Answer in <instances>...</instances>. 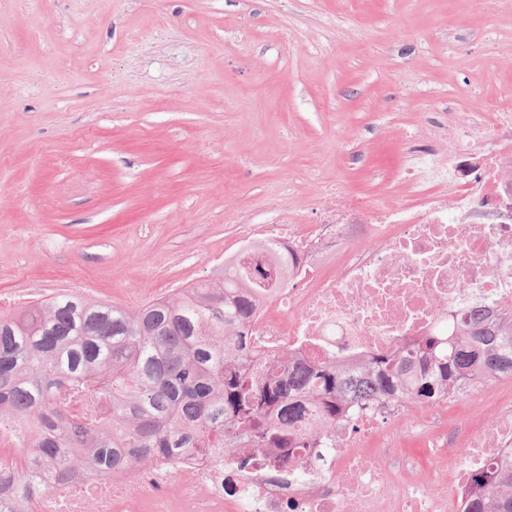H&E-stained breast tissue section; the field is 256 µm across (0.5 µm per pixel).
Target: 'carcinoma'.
Here are the masks:
<instances>
[{
  "label": "carcinoma",
  "mask_w": 512,
  "mask_h": 512,
  "mask_svg": "<svg viewBox=\"0 0 512 512\" xmlns=\"http://www.w3.org/2000/svg\"><path fill=\"white\" fill-rule=\"evenodd\" d=\"M276 283L256 263L224 260L212 280L128 307L56 294L0 314V423L37 442L0 477V512L120 468L188 453L313 448L293 425L310 413L336 425L371 402L428 407L475 385L512 378V316L471 315L388 358L305 365L285 353L268 367L250 323ZM466 512H512V468L473 477Z\"/></svg>",
  "instance_id": "obj_1"
}]
</instances>
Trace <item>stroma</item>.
<instances>
[{
  "instance_id": "obj_1",
  "label": "stroma",
  "mask_w": 512,
  "mask_h": 512,
  "mask_svg": "<svg viewBox=\"0 0 512 512\" xmlns=\"http://www.w3.org/2000/svg\"><path fill=\"white\" fill-rule=\"evenodd\" d=\"M509 97L505 0H0V312L57 281L137 306L216 277L225 212L268 222L286 185L300 210L333 181L413 203L408 136Z\"/></svg>"
}]
</instances>
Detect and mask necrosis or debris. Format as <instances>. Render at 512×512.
I'll return each instance as SVG.
<instances>
[{"label": "necrosis or debris", "mask_w": 512, "mask_h": 512, "mask_svg": "<svg viewBox=\"0 0 512 512\" xmlns=\"http://www.w3.org/2000/svg\"><path fill=\"white\" fill-rule=\"evenodd\" d=\"M449 141L454 151L441 154ZM406 174L417 202L388 206L327 185L309 211L265 199L271 224L225 214L240 236L289 257L284 285L251 333L260 354L303 363L389 356L470 314L512 313V101L492 112L438 113L408 138ZM361 229L366 242L354 244ZM313 448H240L162 457L135 476L116 471L31 499L28 512H465L472 477L512 459V398L466 416L454 441L394 404L322 428ZM430 460L394 447V430Z\"/></svg>", "instance_id": "obj_1"}]
</instances>
